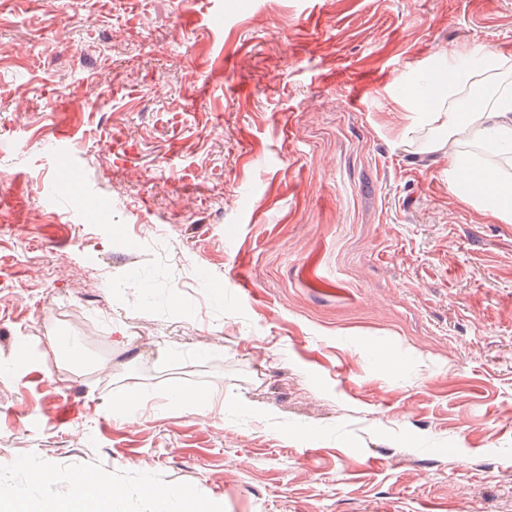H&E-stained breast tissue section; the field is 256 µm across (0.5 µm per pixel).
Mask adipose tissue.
<instances>
[{"label":"adipose tissue","mask_w":512,"mask_h":512,"mask_svg":"<svg viewBox=\"0 0 512 512\" xmlns=\"http://www.w3.org/2000/svg\"><path fill=\"white\" fill-rule=\"evenodd\" d=\"M470 76L464 72L450 73L447 80L436 85L428 94H416L413 105L421 125L437 132L432 150H440L445 142L458 135L471 134L482 149L512 155V92L501 93L493 108H486L477 98H457V89L467 84ZM449 186L463 201L505 223H512V180L497 172L476 166L471 154L450 155ZM84 493L56 502L29 496L26 489L0 490V512H112L116 493L107 484L85 480Z\"/></svg>","instance_id":"ef3b65f1"}]
</instances>
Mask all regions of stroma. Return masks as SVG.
<instances>
[{
  "label": "stroma",
  "mask_w": 512,
  "mask_h": 512,
  "mask_svg": "<svg viewBox=\"0 0 512 512\" xmlns=\"http://www.w3.org/2000/svg\"><path fill=\"white\" fill-rule=\"evenodd\" d=\"M453 60L512 88V0L0 6V489L512 512V223L452 192L409 95ZM55 141L58 142L59 145V154H58V164L60 165V173L58 176V182L56 183L57 193L55 195V199L57 201L67 200L69 196V188L72 184V180L69 176V169L66 165L68 161V141L69 136L67 135L65 130H57L54 132Z\"/></svg>",
  "instance_id": "1"
}]
</instances>
